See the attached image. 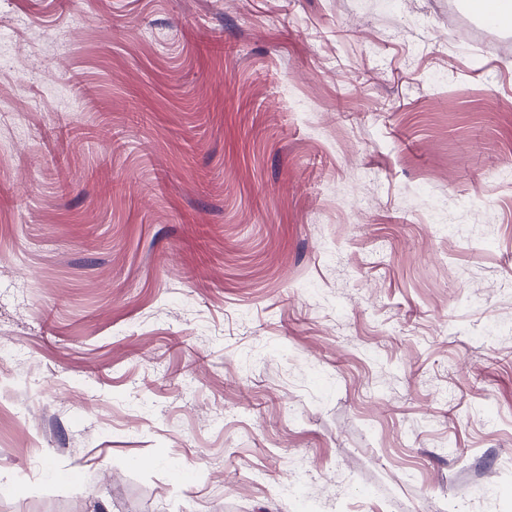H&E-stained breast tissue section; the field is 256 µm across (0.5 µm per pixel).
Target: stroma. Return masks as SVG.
I'll return each mask as SVG.
<instances>
[{
	"instance_id": "35a3bbf8",
	"label": "stroma",
	"mask_w": 512,
	"mask_h": 512,
	"mask_svg": "<svg viewBox=\"0 0 512 512\" xmlns=\"http://www.w3.org/2000/svg\"><path fill=\"white\" fill-rule=\"evenodd\" d=\"M0 32V512H512V27L0 0Z\"/></svg>"
}]
</instances>
